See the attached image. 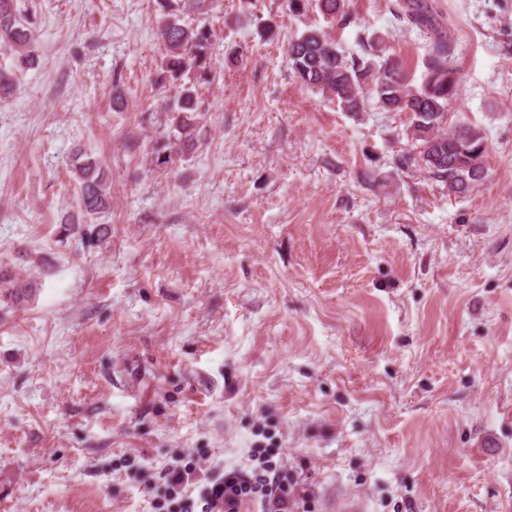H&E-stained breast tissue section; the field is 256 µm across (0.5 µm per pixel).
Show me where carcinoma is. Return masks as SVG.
Here are the masks:
<instances>
[{
  "label": "carcinoma",
  "mask_w": 512,
  "mask_h": 512,
  "mask_svg": "<svg viewBox=\"0 0 512 512\" xmlns=\"http://www.w3.org/2000/svg\"><path fill=\"white\" fill-rule=\"evenodd\" d=\"M320 10L338 23H349L345 0H316ZM205 0H156L159 18L157 34L166 54L163 79L175 83L176 93L164 104L171 116L173 142L184 148L193 145L199 117L196 83L212 76L211 32L182 22L181 15L202 9ZM396 16L430 34L425 73L413 83L402 63L379 55L383 38L368 44L371 59L346 58L336 41L318 29H310L287 41L288 65L300 82L336 100L347 112H358L365 94L373 95L388 112L412 114L411 134L420 141L413 161L441 183L448 193H463L484 174L486 142L483 132L468 124H447L448 106L456 99L461 80L454 60L453 34L435 18L425 0H402ZM33 22L17 11L14 0H0V47L21 57L23 66L34 65ZM79 182L81 197L77 214L61 219L62 233L78 235L87 244L101 241L108 233L97 223L110 208V172L100 161L76 151L71 163ZM0 286L5 298L19 303L30 296L36 283L0 268Z\"/></svg>",
  "instance_id": "cac0c4a2"
}]
</instances>
